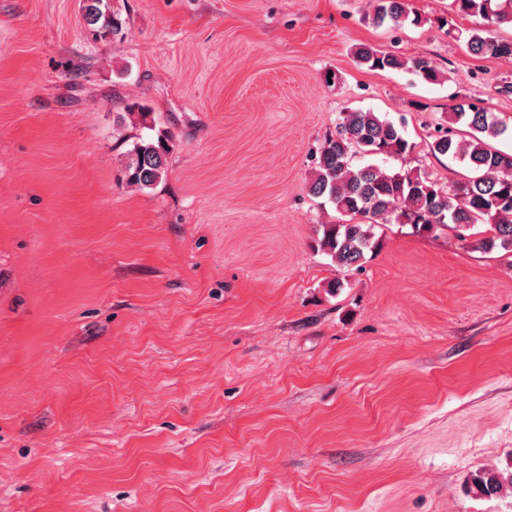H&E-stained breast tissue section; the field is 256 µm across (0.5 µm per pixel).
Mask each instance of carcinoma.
<instances>
[{
    "mask_svg": "<svg viewBox=\"0 0 512 512\" xmlns=\"http://www.w3.org/2000/svg\"><path fill=\"white\" fill-rule=\"evenodd\" d=\"M450 8L461 16H478L485 25L512 26V0H451ZM86 23L97 39L118 35L124 21L112 0H83ZM423 22L410 14L406 0H374L370 20L375 26L400 25L406 20ZM457 40L478 58L512 59V38L491 35L483 29H464ZM354 56L371 70H404L434 83L438 71L426 56L403 60L372 46L360 44ZM512 137V128L467 98L453 104L448 127L437 129L429 145L433 154L466 163L472 176L443 189L427 175L412 171L387 172L375 165L355 166L358 154L402 156L412 150L401 127L378 112L355 110L342 116L335 134L320 150L318 168L309 185L315 198H325L344 217L340 224L324 225L318 249L344 267L360 266L367 252L377 246L373 229L379 224H409L418 233L439 226L457 231L461 242L466 231H478V248L512 252V153L502 152L490 141ZM172 136L159 130L139 137L127 153L126 183L140 190L162 181ZM512 489V466L504 470H478L470 476V490L492 497Z\"/></svg>",
    "mask_w": 512,
    "mask_h": 512,
    "instance_id": "obj_1",
    "label": "carcinoma"
}]
</instances>
